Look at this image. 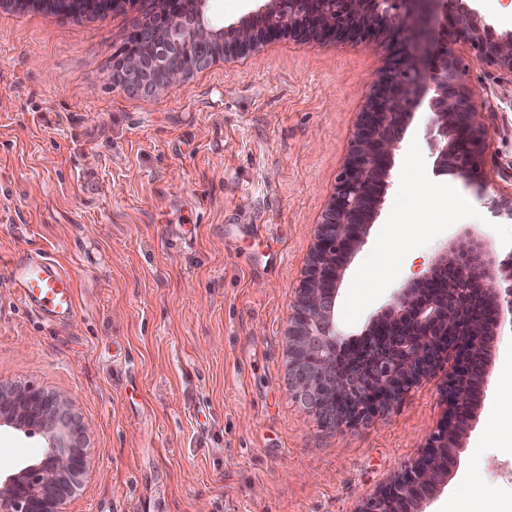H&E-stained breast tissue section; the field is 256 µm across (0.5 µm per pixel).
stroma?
<instances>
[{"label": "stroma", "instance_id": "obj_1", "mask_svg": "<svg viewBox=\"0 0 512 512\" xmlns=\"http://www.w3.org/2000/svg\"><path fill=\"white\" fill-rule=\"evenodd\" d=\"M153 5L99 15L0 8V382L66 396L87 427L69 512H360L442 423L452 361L389 413L329 428L288 396L289 305L386 51L283 37L217 58L151 95L112 81V55ZM465 84L488 128L487 183L434 172L428 117L409 128L336 327L360 334L461 226L496 259L512 220V98L495 68ZM456 204V223L438 211ZM419 215L423 230L397 240ZM35 250L74 279L76 315L26 308L2 259ZM459 462L426 512H512V338L490 352ZM0 429V474L43 451Z\"/></svg>", "mask_w": 512, "mask_h": 512}]
</instances>
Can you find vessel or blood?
Returning <instances> with one entry per match:
<instances>
[{
  "label": "vessel or blood",
  "mask_w": 512,
  "mask_h": 512,
  "mask_svg": "<svg viewBox=\"0 0 512 512\" xmlns=\"http://www.w3.org/2000/svg\"><path fill=\"white\" fill-rule=\"evenodd\" d=\"M19 300L50 321L68 322L75 315L74 283L51 259L21 252L6 261Z\"/></svg>",
  "instance_id": "b4317fda"
}]
</instances>
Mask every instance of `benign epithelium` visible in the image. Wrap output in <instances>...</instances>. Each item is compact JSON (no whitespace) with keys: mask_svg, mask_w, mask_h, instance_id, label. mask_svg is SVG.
<instances>
[{"mask_svg":"<svg viewBox=\"0 0 512 512\" xmlns=\"http://www.w3.org/2000/svg\"><path fill=\"white\" fill-rule=\"evenodd\" d=\"M156 2L158 10L113 53L112 81L131 93H155L219 56L255 54L285 35L387 47L291 305L288 392L324 425L353 429L391 411L443 358L453 357L446 415L425 454L360 510L424 512L456 467L475 418L472 379L486 383L489 351L504 329L512 331V256L497 263L485 240L464 229L357 339L336 329L338 285L376 221L394 156L421 106L434 137L435 171L485 184L488 131L463 81L465 61L501 70L500 86L512 93V33H498L472 0H259L229 25L210 19L207 0ZM435 4L444 14L437 31ZM3 426L38 429L46 448L0 475V512H66L87 468V431L70 400L0 383Z\"/></svg>","mask_w":512,"mask_h":512,"instance_id":"benign-epithelium-1","label":"benign epithelium"}]
</instances>
